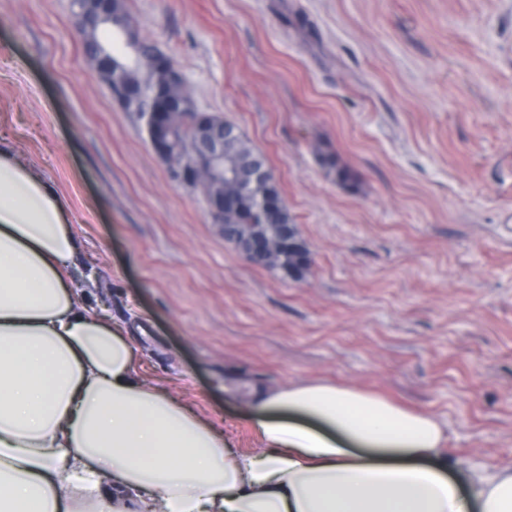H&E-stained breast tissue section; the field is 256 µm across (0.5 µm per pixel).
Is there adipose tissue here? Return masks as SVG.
<instances>
[{
    "label": "adipose tissue",
    "mask_w": 512,
    "mask_h": 512,
    "mask_svg": "<svg viewBox=\"0 0 512 512\" xmlns=\"http://www.w3.org/2000/svg\"><path fill=\"white\" fill-rule=\"evenodd\" d=\"M66 200L0 142V512H512V469L331 383L251 385L244 453L148 384L89 306Z\"/></svg>",
    "instance_id": "adipose-tissue-1"
}]
</instances>
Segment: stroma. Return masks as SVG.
I'll use <instances>...</instances> for the list:
<instances>
[{
    "label": "stroma",
    "instance_id": "1",
    "mask_svg": "<svg viewBox=\"0 0 512 512\" xmlns=\"http://www.w3.org/2000/svg\"><path fill=\"white\" fill-rule=\"evenodd\" d=\"M267 158L310 252L248 263L94 74L68 0H0V132L69 204L86 300L243 452L235 378L371 390L512 467V0H127ZM332 153L353 178L324 167Z\"/></svg>",
    "mask_w": 512,
    "mask_h": 512
}]
</instances>
